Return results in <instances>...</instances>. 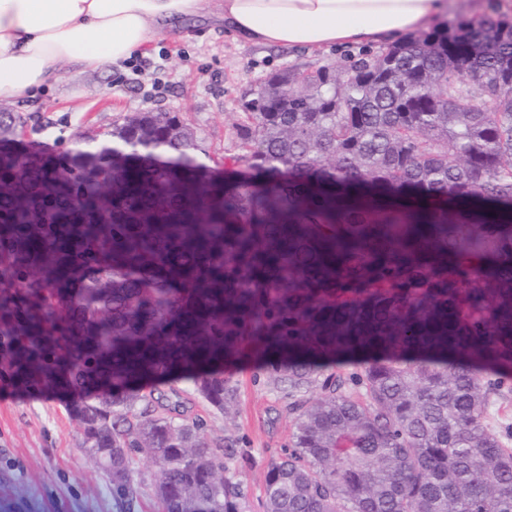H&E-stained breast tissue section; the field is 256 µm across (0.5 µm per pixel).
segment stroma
Here are the masks:
<instances>
[{"mask_svg":"<svg viewBox=\"0 0 512 512\" xmlns=\"http://www.w3.org/2000/svg\"><path fill=\"white\" fill-rule=\"evenodd\" d=\"M352 48L264 47L234 40L224 31L218 6L184 20L178 30L147 47L148 63L81 72L63 64L60 80L39 92L35 103L0 102L27 122L12 151L42 146L55 156L86 143L89 136L122 126L142 112H173L189 128L194 155L211 179L241 177L225 167L236 153L241 99L269 76L294 68L337 66ZM224 375L238 383L234 410L221 413L202 401L191 377L157 383L158 394L179 391L187 417L202 421V439L240 438L246 459L228 466L245 495L247 512H263L264 481L270 457L291 441L295 416L271 386V374L248 361L225 363ZM70 396L50 385H15L0 379V502L6 512H157L154 462L138 456L139 490L134 502L114 498L110 476L83 445L80 425L70 416Z\"/></svg>","mask_w":512,"mask_h":512,"instance_id":"obj_1","label":"stroma"}]
</instances>
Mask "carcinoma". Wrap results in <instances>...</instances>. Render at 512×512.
Masks as SVG:
<instances>
[{"instance_id": "obj_1", "label": "carcinoma", "mask_w": 512, "mask_h": 512, "mask_svg": "<svg viewBox=\"0 0 512 512\" xmlns=\"http://www.w3.org/2000/svg\"><path fill=\"white\" fill-rule=\"evenodd\" d=\"M24 128L0 122V142ZM110 137L0 152V376L73 392L113 496H136L141 453L161 512H246L238 440L208 445L144 383L192 373L226 413L239 386L214 368L252 359L297 414L264 512H512V448L482 423L491 376L512 375V21L271 76L226 157L284 178L265 191L208 183L173 112ZM368 179L411 192L417 222L361 203ZM450 200L482 202L477 223Z\"/></svg>"}]
</instances>
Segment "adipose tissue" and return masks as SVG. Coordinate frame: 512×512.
I'll list each match as a JSON object with an SVG mask.
<instances>
[{
	"instance_id": "adipose-tissue-1",
	"label": "adipose tissue",
	"mask_w": 512,
	"mask_h": 512,
	"mask_svg": "<svg viewBox=\"0 0 512 512\" xmlns=\"http://www.w3.org/2000/svg\"><path fill=\"white\" fill-rule=\"evenodd\" d=\"M203 0H0V101L33 99L58 79L120 66L156 41L164 21ZM449 0H223L234 38L256 45L378 47L448 16Z\"/></svg>"
}]
</instances>
